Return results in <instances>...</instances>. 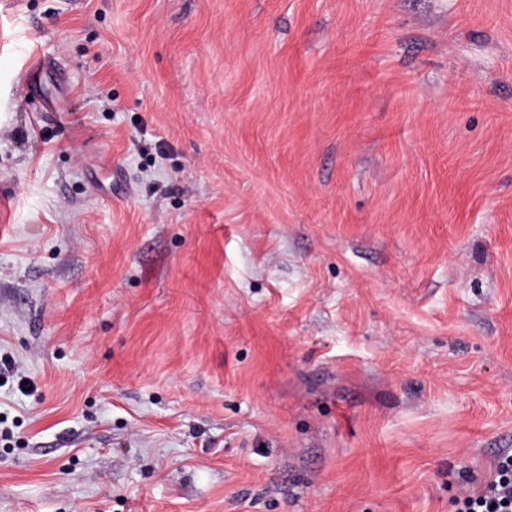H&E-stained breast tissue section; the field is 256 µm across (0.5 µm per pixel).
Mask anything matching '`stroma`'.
Wrapping results in <instances>:
<instances>
[{"instance_id":"1","label":"stroma","mask_w":512,"mask_h":512,"mask_svg":"<svg viewBox=\"0 0 512 512\" xmlns=\"http://www.w3.org/2000/svg\"><path fill=\"white\" fill-rule=\"evenodd\" d=\"M5 356L0 512H451L512 448V0H0Z\"/></svg>"}]
</instances>
